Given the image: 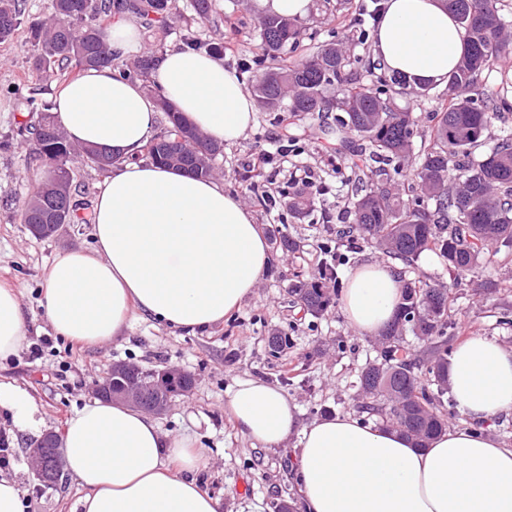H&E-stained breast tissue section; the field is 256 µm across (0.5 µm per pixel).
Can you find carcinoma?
Returning a JSON list of instances; mask_svg holds the SVG:
<instances>
[{
    "instance_id": "carcinoma-1",
    "label": "carcinoma",
    "mask_w": 512,
    "mask_h": 512,
    "mask_svg": "<svg viewBox=\"0 0 512 512\" xmlns=\"http://www.w3.org/2000/svg\"><path fill=\"white\" fill-rule=\"evenodd\" d=\"M448 11L468 34V48L444 85L446 105L437 114L428 139L419 151L413 174V194L400 196L392 174H398L418 135L412 113L401 109L396 98L415 94L429 96V87H410L400 77L379 86L360 85L345 73L347 57L336 43L318 47L309 55L291 60L287 47H296L299 21L267 16L260 21L264 71L250 84V92L269 111L288 104L292 114L335 113L336 130L362 140L353 163L368 169V182L355 190L347 205L355 224L336 230V237L349 241L364 238L386 255L412 266L432 251L443 258L448 272L459 279L475 273L488 247H512V136L504 135L480 159L475 150L484 133L501 113L512 111L505 99L502 81L496 87L484 83L495 61L512 49L504 39L499 0H445ZM51 12L28 26L33 69L47 73L56 68L79 72L107 67L112 52L104 28L112 15L132 12L151 27L166 18L169 0H51ZM22 24L18 0H0V42L10 39ZM156 55L141 57L135 69L122 70L126 79L147 80ZM168 127L144 151L149 160L189 174L210 178L223 148L209 147L200 157L190 146L205 145L202 134L167 101L159 100ZM34 128L20 126L27 134L30 158L53 168L51 178L31 196L22 209L24 224H61L65 201L72 200L74 169L79 157L100 166L99 148L76 146L46 115ZM314 200L295 194L288 203L293 214L310 211ZM339 259L319 262L317 274L296 281L289 293L310 313L327 310L333 297L329 283L341 285ZM452 285L418 278H402V295L393 321L385 331L382 347L359 377L365 401L358 412L377 424L400 431L415 445H425L448 428L443 397L448 391L447 368L454 311L450 307ZM411 330L430 344L425 358L403 345L402 333ZM120 374L103 377L117 390L127 381L146 382L151 373L119 362Z\"/></svg>"
}]
</instances>
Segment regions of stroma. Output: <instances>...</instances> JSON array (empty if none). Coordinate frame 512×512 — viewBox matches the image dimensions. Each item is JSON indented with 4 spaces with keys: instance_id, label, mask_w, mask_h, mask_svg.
I'll return each instance as SVG.
<instances>
[{
    "instance_id": "obj_1",
    "label": "stroma",
    "mask_w": 512,
    "mask_h": 512,
    "mask_svg": "<svg viewBox=\"0 0 512 512\" xmlns=\"http://www.w3.org/2000/svg\"><path fill=\"white\" fill-rule=\"evenodd\" d=\"M374 7V0H312L310 13L302 21L301 52L331 41L342 43L357 80L373 83L369 63ZM259 20L252 0H212L204 22L195 12L194 0H172L171 14L164 23L143 28V44L151 52L184 45L191 36L220 42L226 47L225 66L236 72L241 63L253 62L261 53ZM75 76V71L66 68L37 78L31 68L26 28L0 42V282L17 289L29 329L28 347L0 360V381L27 389L38 402L45 430L57 432L75 409L91 400L93 381L105 376L115 362L190 371L196 385L158 415L162 431L194 437L205 448L208 463L199 477L204 488L219 498L221 512H253L257 506L262 512H273V502L298 495L292 469L299 437L290 435L276 448L252 445L225 416V399L238 381L259 378L296 403L301 422L355 411L362 395L359 376L379 343L378 337L351 328L338 304L319 315L304 311L288 293L296 274L312 277L324 246L340 255L344 275L375 261L426 280H448V271L432 252L422 254L407 269L400 261L387 260L374 244L364 242L352 251L338 242L334 218L346 211L345 199L351 189L345 184L350 170L336 149L335 132L312 114L294 116L260 109L245 136L225 146L216 161V179L225 192L251 208L268 239L287 236L295 241L294 250L273 251L253 295L223 323L186 332L138 317L120 339L80 347L76 358L67 359L68 341L55 335L40 306L41 287L58 253L93 247L87 218L108 173L78 166L72 190L82 222L67 226L55 237L33 236L21 222V209L38 186L37 174L44 166L29 162L18 128L37 122L43 104L52 102L60 85ZM283 145L290 149L286 162L267 166L263 180L248 186L242 176L253 154ZM296 166L313 168L324 184L316 210L304 218L288 210V198L294 193L289 173ZM489 280L497 282L495 291L486 290ZM452 297L457 311L455 340L475 332L512 349V255L491 257L477 273L459 280ZM275 334L291 339L290 348L276 358L267 347ZM0 438L8 442L0 454L5 458L0 475L17 480L27 512H74L82 489L64 476L55 486L42 487L27 456L32 436L18 433L1 409Z\"/></svg>"
}]
</instances>
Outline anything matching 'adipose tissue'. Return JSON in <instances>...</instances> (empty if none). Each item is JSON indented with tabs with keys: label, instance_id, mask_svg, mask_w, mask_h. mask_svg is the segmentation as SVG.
Segmentation results:
<instances>
[{
	"label": "adipose tissue",
	"instance_id": "obj_1",
	"mask_svg": "<svg viewBox=\"0 0 512 512\" xmlns=\"http://www.w3.org/2000/svg\"><path fill=\"white\" fill-rule=\"evenodd\" d=\"M467 34L443 0H386L372 53L386 72L440 86ZM160 98L209 140L231 144L255 121V104L223 59L167 50L152 74ZM157 99L112 68L90 69L57 91L52 115L69 139L112 151V174L93 205L90 250L58 253L43 306L59 336L100 346L123 336L133 314L186 331L219 323L257 287L269 246L253 212L213 179L142 160L158 123ZM401 282L380 263L358 266L341 309L358 333L391 323ZM27 326L16 289L0 285V359L17 355ZM449 393L468 426L416 448L399 431L352 413L300 423L296 404L260 379L236 383L224 410L237 432L265 448L299 433L293 478L302 512H512V446L482 431L512 416V350L478 334L448 359ZM0 408L19 432L38 434L39 406L0 382ZM64 473L83 488L81 512H218L197 478L204 448L164 434L143 411L94 399L60 435Z\"/></svg>",
	"mask_w": 512,
	"mask_h": 512
}]
</instances>
